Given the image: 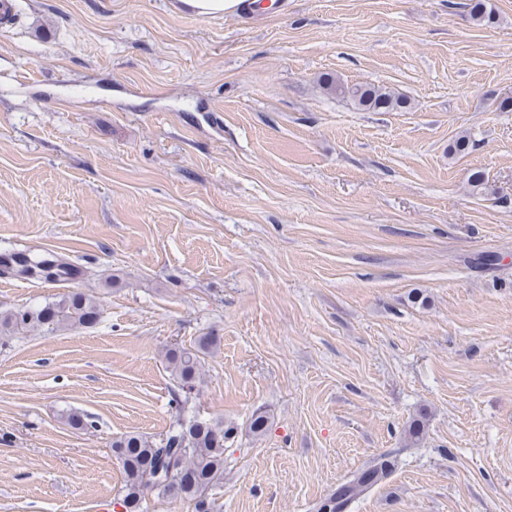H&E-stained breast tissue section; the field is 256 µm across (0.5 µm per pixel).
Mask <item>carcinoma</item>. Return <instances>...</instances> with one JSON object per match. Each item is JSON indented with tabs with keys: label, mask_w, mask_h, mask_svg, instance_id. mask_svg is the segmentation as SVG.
<instances>
[{
	"label": "carcinoma",
	"mask_w": 512,
	"mask_h": 512,
	"mask_svg": "<svg viewBox=\"0 0 512 512\" xmlns=\"http://www.w3.org/2000/svg\"><path fill=\"white\" fill-rule=\"evenodd\" d=\"M473 23L490 26L495 14L488 0H470L467 4ZM325 89L348 97L365 110L391 112L405 107L406 100L380 87L347 85L331 75L324 76ZM0 273L44 281L73 280L80 270L54 252L41 255L4 253L0 255ZM101 317L99 301L83 292L64 294L36 308L0 311V336L24 330L69 324L91 327ZM214 336L200 338L194 348L165 349L167 367L177 384L170 405L176 419L160 439L126 433L112 440L111 448L120 460L122 486L120 505L127 512H146V496L157 499L180 496L194 502L195 512H212L209 492L224 479V442L234 427L219 419L201 420L186 414L189 395L200 375L203 356L216 348ZM269 428V415L256 411L249 421V432L261 436ZM388 476V467L375 462L354 472L332 493L314 505L316 512H350L352 504Z\"/></svg>",
	"instance_id": "obj_1"
}]
</instances>
